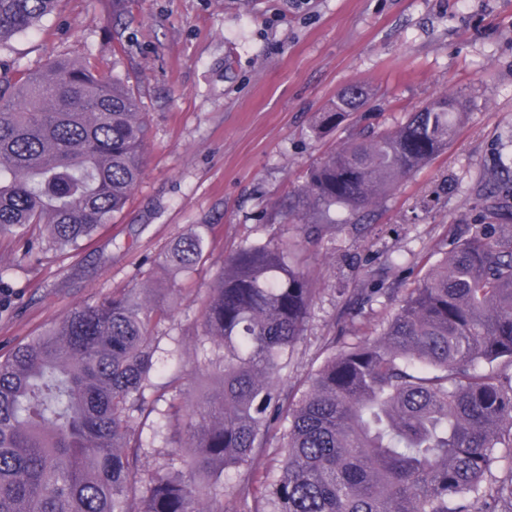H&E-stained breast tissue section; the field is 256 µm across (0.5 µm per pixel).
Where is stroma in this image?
Segmentation results:
<instances>
[{
    "instance_id": "1",
    "label": "stroma",
    "mask_w": 512,
    "mask_h": 512,
    "mask_svg": "<svg viewBox=\"0 0 512 512\" xmlns=\"http://www.w3.org/2000/svg\"><path fill=\"white\" fill-rule=\"evenodd\" d=\"M57 0L40 27L5 56L35 72L50 59L121 76L149 126L146 165L125 208L81 250L22 256L0 243L13 304L0 314V355L68 310L154 277L193 224L211 227L207 261L173 293L167 322L181 355L159 351L185 375L184 396L212 393L195 377L202 334L196 304L246 239L297 244L317 290L288 386H297L351 324L377 335L427 266L478 223L495 163H512V0ZM368 85L375 127L393 128L439 95L463 101L466 122L432 163L379 200L358 225L306 237L298 220L269 223L308 168L344 131L314 136L316 113L347 84ZM376 289L369 304L360 291Z\"/></svg>"
}]
</instances>
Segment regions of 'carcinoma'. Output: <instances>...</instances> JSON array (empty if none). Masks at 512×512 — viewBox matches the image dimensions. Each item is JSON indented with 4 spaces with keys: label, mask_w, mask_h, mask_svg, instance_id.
Here are the masks:
<instances>
[{
    "label": "carcinoma",
    "mask_w": 512,
    "mask_h": 512,
    "mask_svg": "<svg viewBox=\"0 0 512 512\" xmlns=\"http://www.w3.org/2000/svg\"><path fill=\"white\" fill-rule=\"evenodd\" d=\"M56 0H0V48ZM350 84L315 119L347 129L278 205L319 235L356 223L448 146L464 105L439 96L397 127L355 115ZM148 130L134 93L82 63L21 73L0 58V241L29 255L78 250L123 210L144 172ZM209 228L187 229L162 264L191 274ZM316 289L295 246L241 243L201 303L196 369L218 386L188 408L174 373L158 381L166 288L118 290L71 310L0 356V512H512V182L489 179L482 223L429 267L378 336L350 342L297 390L280 385ZM174 430L188 469L141 467L142 430ZM282 432L274 447L268 435ZM277 465L263 475L258 455ZM508 461L496 477L493 470Z\"/></svg>",
    "instance_id": "1"
}]
</instances>
